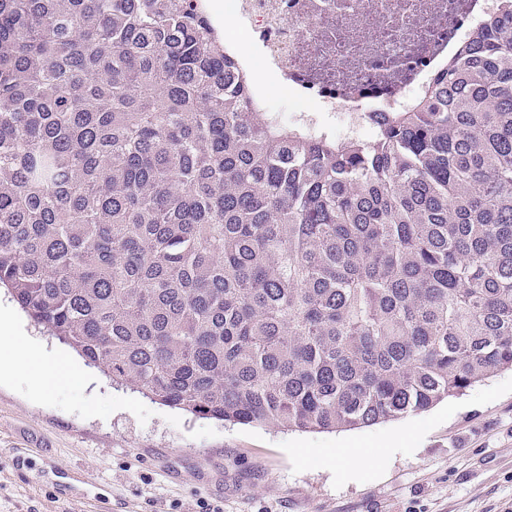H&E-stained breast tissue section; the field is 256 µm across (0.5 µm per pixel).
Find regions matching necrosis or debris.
Segmentation results:
<instances>
[{
    "instance_id": "necrosis-or-debris-1",
    "label": "necrosis or debris",
    "mask_w": 512,
    "mask_h": 512,
    "mask_svg": "<svg viewBox=\"0 0 512 512\" xmlns=\"http://www.w3.org/2000/svg\"><path fill=\"white\" fill-rule=\"evenodd\" d=\"M500 0H224L243 30L248 71H271L291 105L275 112L266 90L251 95L273 122L337 140H371L376 112H403L480 31Z\"/></svg>"
}]
</instances>
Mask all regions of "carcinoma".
Returning <instances> with one entry per match:
<instances>
[{
    "label": "carcinoma",
    "instance_id": "cac0c4a2",
    "mask_svg": "<svg viewBox=\"0 0 512 512\" xmlns=\"http://www.w3.org/2000/svg\"><path fill=\"white\" fill-rule=\"evenodd\" d=\"M367 142L265 119L202 0H0V288L115 383L307 430L512 370V0Z\"/></svg>",
    "mask_w": 512,
    "mask_h": 512
}]
</instances>
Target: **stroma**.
I'll use <instances>...</instances> for the list:
<instances>
[{"label": "stroma", "mask_w": 512, "mask_h": 512, "mask_svg": "<svg viewBox=\"0 0 512 512\" xmlns=\"http://www.w3.org/2000/svg\"><path fill=\"white\" fill-rule=\"evenodd\" d=\"M0 313L87 377L0 381V512H512V371L369 427L231 425L112 384L1 290ZM35 440L38 479L12 462Z\"/></svg>", "instance_id": "35a3bbf8"}]
</instances>
